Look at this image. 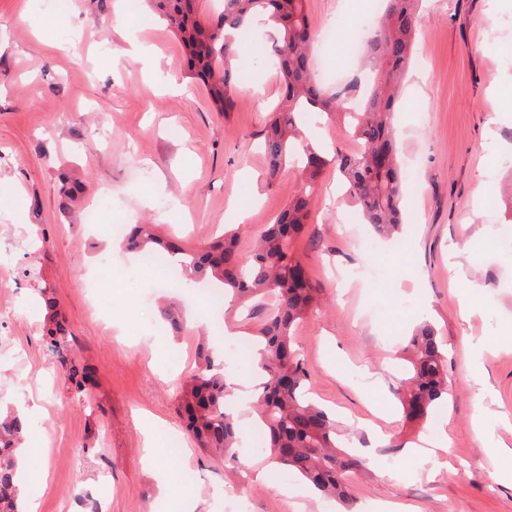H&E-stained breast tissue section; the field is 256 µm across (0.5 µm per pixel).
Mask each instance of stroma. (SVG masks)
Here are the masks:
<instances>
[{
	"label": "stroma",
	"instance_id": "obj_1",
	"mask_svg": "<svg viewBox=\"0 0 512 512\" xmlns=\"http://www.w3.org/2000/svg\"><path fill=\"white\" fill-rule=\"evenodd\" d=\"M382 0H308L314 28L381 14ZM250 27L235 46L241 75L233 111H220L186 70L183 49L145 0H0V264L18 275L0 297L25 310L0 349V408L36 424L29 443L47 474L38 512H174L187 494L194 512H341L252 445L239 449L242 480L199 448L178 412L181 387L208 346L233 381L255 382L254 356H237L215 321L243 337L257 318L234 298L205 307L196 289L155 285L154 271L107 231L111 218L144 219L198 249L239 227L238 247L297 194L292 169L267 181L258 145L278 102L273 60H254ZM145 48L129 54L130 41ZM176 82L178 91H165ZM395 126L402 162L419 174L405 201L401 239L359 244L364 224L346 223L354 205L334 169L315 187L311 222L294 245L323 290L321 307L295 333L313 396L335 412L364 467L348 483L353 512L386 502L412 512H512V0H424L415 62L402 86ZM307 135L354 151L344 113L318 115ZM82 182L65 207L61 177ZM97 206V224L87 222ZM43 224L49 240L33 252L17 224ZM111 256L109 278L97 276ZM354 268L375 276L353 280ZM50 283L69 335L61 352L42 339L36 300ZM183 320L172 334L157 308ZM447 349L451 394L412 423L394 391L399 356L420 318ZM88 367L80 393L60 357ZM182 449L143 460L146 429ZM443 441L446 451L424 457Z\"/></svg>",
	"mask_w": 512,
	"mask_h": 512
}]
</instances>
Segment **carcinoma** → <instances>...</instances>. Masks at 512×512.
Listing matches in <instances>:
<instances>
[{
  "label": "carcinoma",
  "instance_id": "cac0c4a2",
  "mask_svg": "<svg viewBox=\"0 0 512 512\" xmlns=\"http://www.w3.org/2000/svg\"><path fill=\"white\" fill-rule=\"evenodd\" d=\"M150 2L178 34L191 77L225 112L232 108L239 89L240 74L230 57L236 40L247 31L244 19L260 17L276 24L279 33L273 38V51L282 96L263 133L262 149L269 180L291 161L301 170L302 184L275 222L260 232L245 261L239 255L236 232L202 250L186 251L159 237L156 225L134 224L126 247L156 257L170 254L183 263L187 284L217 282L224 291L253 302L252 314L260 319L261 328L252 350L264 374L257 388L256 412L266 433L267 458L299 474L319 495L347 503V477L363 467V460L344 449L335 417L305 389L308 371L294 347L293 333L320 303L321 290L311 282L293 244L310 219L313 183L330 165L338 169L346 192L376 235L389 238L402 229L405 183L392 118L413 56L419 0H386L353 75L362 108L349 117L361 148L331 158L314 144L302 143L298 126L302 113L335 112L345 101L314 76L309 50L315 32L307 0H221L222 10L213 17L201 10L200 0ZM40 294L50 311L46 335L58 353L67 342V330L57 319L51 286L43 285ZM402 353L403 378L396 396L405 418L418 422L450 395L436 329L421 322ZM201 360L184 387L181 407L186 428L199 447L233 460L239 444L238 416L225 396L234 384L205 349ZM30 429L29 419L17 411L0 415V512H20L16 449Z\"/></svg>",
  "mask_w": 512,
  "mask_h": 512
}]
</instances>
